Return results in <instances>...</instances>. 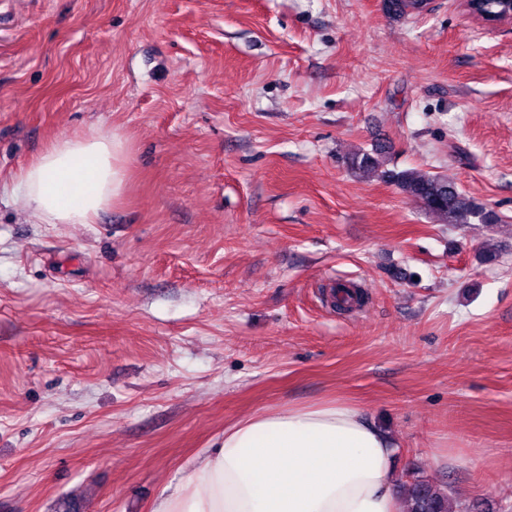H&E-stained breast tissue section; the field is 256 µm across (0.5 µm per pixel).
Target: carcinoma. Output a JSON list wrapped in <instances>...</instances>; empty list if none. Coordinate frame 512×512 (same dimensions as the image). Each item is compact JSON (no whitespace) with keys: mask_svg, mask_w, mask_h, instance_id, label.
I'll return each instance as SVG.
<instances>
[{"mask_svg":"<svg viewBox=\"0 0 512 512\" xmlns=\"http://www.w3.org/2000/svg\"><path fill=\"white\" fill-rule=\"evenodd\" d=\"M423 0H387L386 12L395 18L419 14ZM387 150L379 146L370 152L360 151L350 158L351 168L376 174L395 185L407 198L420 204L446 224H496L498 216L477 204L457 183L440 174L418 169L386 168ZM403 512H467L446 488L414 477L401 485Z\"/></svg>","mask_w":512,"mask_h":512,"instance_id":"carcinoma-1","label":"carcinoma"}]
</instances>
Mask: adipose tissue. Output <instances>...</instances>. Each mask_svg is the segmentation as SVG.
I'll list each match as a JSON object with an SVG mask.
<instances>
[{
    "label": "adipose tissue",
    "mask_w": 512,
    "mask_h": 512,
    "mask_svg": "<svg viewBox=\"0 0 512 512\" xmlns=\"http://www.w3.org/2000/svg\"><path fill=\"white\" fill-rule=\"evenodd\" d=\"M117 134L50 143L18 174L43 224H90L124 195ZM395 441L356 405L324 400L255 413L225 429L153 512H402Z\"/></svg>",
    "instance_id": "obj_1"
}]
</instances>
